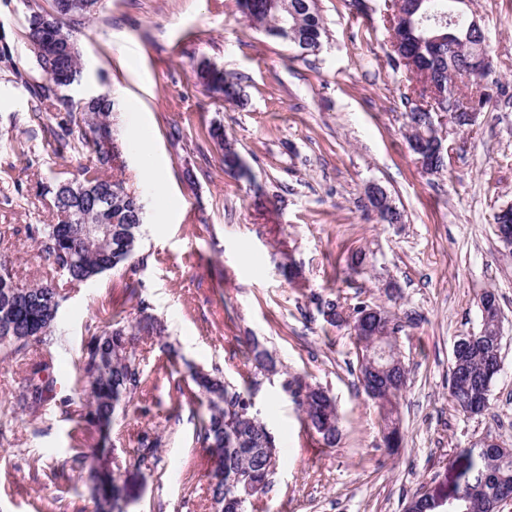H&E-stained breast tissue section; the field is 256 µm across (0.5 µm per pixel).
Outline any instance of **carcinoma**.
<instances>
[{
    "label": "carcinoma",
    "mask_w": 512,
    "mask_h": 512,
    "mask_svg": "<svg viewBox=\"0 0 512 512\" xmlns=\"http://www.w3.org/2000/svg\"><path fill=\"white\" fill-rule=\"evenodd\" d=\"M453 0H420L414 20L422 21L414 32L406 35L401 50L406 58L413 59L419 69L414 73L395 57H388L395 69L406 71L408 80L422 76L428 81L448 88L452 77L466 58L483 49L479 39L467 37V27L458 24V37L462 39L458 51L448 54V44L435 45L425 38L443 33L439 25L448 23V5ZM243 13L255 24L266 28L268 34L294 43L301 53L314 51L320 45L325 29L315 0H280L272 5L269 0H240ZM53 21V16L41 11L31 12L26 19V39L39 65L47 74L46 81L29 85L35 102L42 104L57 100L51 85L75 78L79 73L80 52L72 38L66 21L56 24L65 35L70 49H61L55 55L42 53V18ZM197 78L211 89L224 91V99L242 102L239 84L224 83L206 64L197 69ZM408 109V141L419 138L420 133L436 134L428 128L422 116H413L410 100ZM114 101L107 94L93 102L71 107L68 120L58 135L59 149L71 147L72 140L89 149L94 155L92 162L82 167L79 177L62 178L49 190L57 222L28 227V235L34 239L38 256L51 269L61 272L74 283H85L116 268L131 259L139 247L140 228L144 213L140 198L124 187L123 183L108 175L114 163L121 157L122 146L116 141L105 145L98 137L100 126L110 125ZM100 224L112 225V237L107 239L90 229ZM61 303V295L52 282H43L28 288L17 286L11 262L0 258V357H16L26 353L34 344L50 346L54 336V322ZM365 303H358L347 314L335 300H322L318 311L326 323L339 327L347 323L349 316H358ZM148 305L140 302V318L135 324L137 334L146 336L165 335V326L147 312ZM492 325L480 324L475 334L480 336L474 347L465 353L461 362L473 375L494 382L499 371L487 374L492 337L486 331ZM246 358L258 372L276 369V361L265 349L253 345ZM85 390L91 397L87 423L94 426L101 443L109 438L110 424L119 410L142 388L140 362L136 358L132 339L123 327L106 329L88 342L82 364ZM408 370L395 369L388 377V385L381 393L382 402L377 404L383 416L395 418L397 400L407 382ZM194 381L204 397L207 422L203 439L215 457V469L210 483V495L214 512H228L222 508L225 482L231 477L253 474L254 481L269 478L271 462L267 449H276L275 438L251 411L253 381L233 384L221 375L197 372ZM306 422L319 434L327 446L336 444L338 427L336 405L329 393L320 387L305 386ZM449 396L460 408L465 409L469 396L467 385L457 377L456 364H451L448 381ZM44 383L33 379L21 386L18 404L32 406L42 400ZM467 483V494L480 504V512H498L500 490L512 489V452L507 448L485 451L469 448L465 451V468L462 472ZM95 491L96 512H120L113 478L104 470L92 475Z\"/></svg>",
    "instance_id": "carcinoma-1"
}]
</instances>
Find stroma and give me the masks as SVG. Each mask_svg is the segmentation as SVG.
Instances as JSON below:
<instances>
[{
  "label": "stroma",
  "instance_id": "1",
  "mask_svg": "<svg viewBox=\"0 0 512 512\" xmlns=\"http://www.w3.org/2000/svg\"><path fill=\"white\" fill-rule=\"evenodd\" d=\"M53 0H0V254L21 285L55 279L64 300L58 343L0 359V512H95L88 469L98 432L84 419L82 349L92 334L134 322L138 302L167 327L139 337L143 385L111 426L107 465L127 487V512H213V465L200 431L191 368L226 379L253 376L254 410L274 435L278 461L248 512H403L425 488L449 492L461 450L487 437L512 446V253L501 250L494 215L512 204V0H470L486 37L489 101L476 126L444 127L440 174L421 171L405 138L411 84L388 63L386 15L393 0H316L326 35L303 57L241 12L237 0H98L73 34L81 52L74 96L109 93L123 150L113 178L143 198L144 235L135 259L73 284L38 257L26 229L52 224L46 192L88 164L80 148L54 151L66 121L36 104L45 75L24 36L29 9ZM210 62L239 78L244 104L225 101L194 76ZM222 126L249 177L225 173L209 136ZM153 171L142 174V140ZM377 184L403 214L381 224L365 208ZM359 272L347 268L355 253ZM399 296L388 300L386 283ZM494 290L502 311V370L490 408L470 417L448 394L453 345L481 323L478 296ZM345 310L386 307L409 378L398 401L403 444L389 453L382 418L357 379L349 327L327 325L318 300ZM257 340L277 360L252 374L244 355ZM46 384L21 408V383ZM312 381L336 400L340 436L322 445L281 383ZM162 445L138 458L143 435Z\"/></svg>",
  "mask_w": 512,
  "mask_h": 512
}]
</instances>
